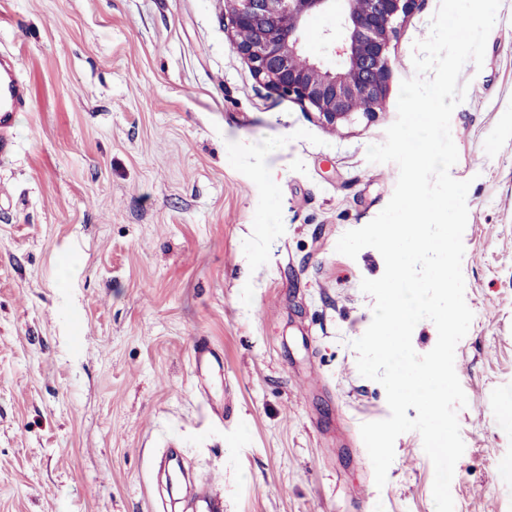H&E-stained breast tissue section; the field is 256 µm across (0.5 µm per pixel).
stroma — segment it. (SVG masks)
Here are the masks:
<instances>
[{"label":"stroma","mask_w":512,"mask_h":512,"mask_svg":"<svg viewBox=\"0 0 512 512\" xmlns=\"http://www.w3.org/2000/svg\"><path fill=\"white\" fill-rule=\"evenodd\" d=\"M439 3L398 26L387 112L334 129L254 79L224 0H0V52L33 96L0 160V512H204L168 491L170 440L224 512H435L418 432L381 488L355 440L390 414L352 347L385 263L336 244L393 194L397 165L367 148ZM459 82L474 319L451 494L454 512H512V0Z\"/></svg>","instance_id":"obj_1"}]
</instances>
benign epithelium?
<instances>
[{"label":"benign epithelium","mask_w":512,"mask_h":512,"mask_svg":"<svg viewBox=\"0 0 512 512\" xmlns=\"http://www.w3.org/2000/svg\"><path fill=\"white\" fill-rule=\"evenodd\" d=\"M419 0H224L230 45L258 83L300 104L336 128L362 115L386 111L390 94L388 51L397 21ZM333 12L336 31L325 33L337 57L327 67L304 50L317 13Z\"/></svg>","instance_id":"1"}]
</instances>
